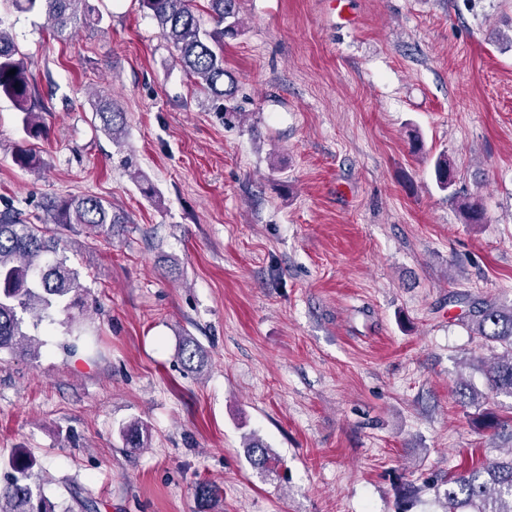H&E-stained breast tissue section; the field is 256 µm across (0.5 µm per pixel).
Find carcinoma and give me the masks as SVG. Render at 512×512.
I'll return each instance as SVG.
<instances>
[{
	"label": "carcinoma",
	"mask_w": 512,
	"mask_h": 512,
	"mask_svg": "<svg viewBox=\"0 0 512 512\" xmlns=\"http://www.w3.org/2000/svg\"><path fill=\"white\" fill-rule=\"evenodd\" d=\"M20 12L37 11L51 22L53 35L64 37L75 31L83 18L86 0H10ZM208 14L217 27H202L195 0H140L142 7L158 21L162 36L177 53V60L206 99L224 100L232 96V87L224 86V36L239 32L237 0H206ZM15 74H9L10 70ZM14 102L23 114L27 135H44L40 112L36 111V90L27 74L24 57L17 44L0 26V98ZM102 129L116 140L124 130V113L110 103L96 110ZM14 162L27 170L40 169V160L31 149H20ZM435 175L443 190L454 183L448 160L435 161ZM45 217L30 216L10 204L0 210V353L11 355L38 354L41 342L24 330L23 314L32 313L37 321L49 318L63 307L69 311L80 306V273L68 264V257L59 254L60 235L87 226L108 236L118 234L130 223L127 215L111 204L91 195L51 197L44 204ZM456 302L468 304L470 332L480 337L491 349L500 346L503 354L483 370L487 387L495 393L512 396V305L471 300L454 296ZM187 368L203 363L204 355L187 342L179 349ZM463 404L475 407L474 420L494 431L497 439L512 444V421H504L485 408L486 397L466 382L456 387ZM126 446L143 447L142 423L133 421L120 431ZM251 465L268 470L275 454L260 440L246 445ZM35 458L18 454L9 461L11 471L0 486V512H55L44 495L33 472ZM218 496L216 487L202 483L196 486L198 512H208ZM444 512H512V448L504 456L473 464L448 476L443 491Z\"/></svg>",
	"instance_id": "cac0c4a2"
}]
</instances>
